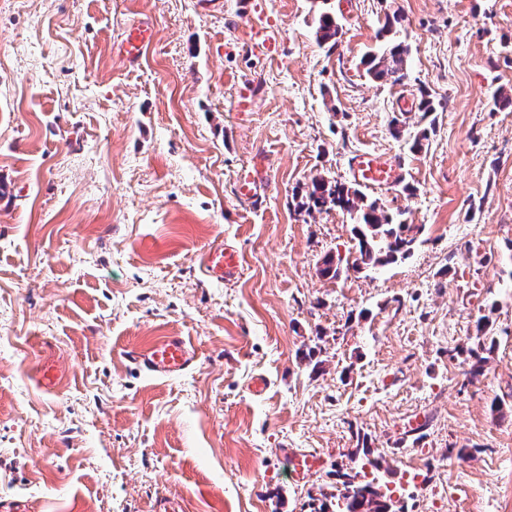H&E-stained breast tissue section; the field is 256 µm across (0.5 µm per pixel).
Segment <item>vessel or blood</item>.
<instances>
[{"label": "vessel or blood", "instance_id": "b4317fda", "mask_svg": "<svg viewBox=\"0 0 512 512\" xmlns=\"http://www.w3.org/2000/svg\"><path fill=\"white\" fill-rule=\"evenodd\" d=\"M152 37L153 31L147 26H135L126 31L122 51L130 64H139L143 49ZM351 172L355 181L366 188L389 187L401 178L399 161L387 153L356 154L351 162ZM200 266L210 278L221 281L235 279L241 269L239 251L229 243L215 246L203 253ZM127 358L148 376L170 378L191 371L197 363L198 353L184 337L166 335L129 351Z\"/></svg>", "mask_w": 512, "mask_h": 512}]
</instances>
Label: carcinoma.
<instances>
[{
  "label": "carcinoma",
  "instance_id": "obj_1",
  "mask_svg": "<svg viewBox=\"0 0 512 512\" xmlns=\"http://www.w3.org/2000/svg\"><path fill=\"white\" fill-rule=\"evenodd\" d=\"M340 32L337 19L329 12L320 15L316 36L321 43L336 41ZM409 47L402 41H391L363 58L367 74L376 81L400 84L407 78ZM302 207L308 211L340 209L354 220L353 233L358 240V257L353 268L376 269L400 258H407L414 250L422 227L395 221L393 215L380 208L375 201H367L357 189L343 184H333L323 178L312 181ZM353 462L370 465L376 472L369 480H358V474L349 472L339 475L343 490L330 495L312 512H396L392 490H382L383 484L377 471L379 460L368 447L354 448L349 452Z\"/></svg>",
  "mask_w": 512,
  "mask_h": 512
}]
</instances>
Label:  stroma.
<instances>
[{
    "label": "stroma",
    "instance_id": "35a3bbf8",
    "mask_svg": "<svg viewBox=\"0 0 512 512\" xmlns=\"http://www.w3.org/2000/svg\"><path fill=\"white\" fill-rule=\"evenodd\" d=\"M336 17L321 45L322 11ZM410 47L404 84L365 54ZM154 31L138 66L126 25ZM273 31L270 55L250 44ZM439 107L415 111L420 90ZM512 0H0V497L33 512H310L365 443L404 512H512ZM248 101L240 110V101ZM421 149H413L416 136ZM396 156L367 191L423 232L353 271L349 216L313 178ZM262 167V198L240 175ZM234 241L241 274L199 259ZM348 273H320L326 256ZM483 375L448 358L478 345ZM191 339L197 366L127 352ZM58 372L44 387L36 368ZM267 380L264 392L250 388ZM420 440L407 439L412 421ZM295 453L318 459L298 479ZM351 172L355 181L366 188L389 187L401 178L399 161L387 153L356 154L351 162ZM127 358L150 377L170 378L191 371L196 366L198 353L183 336L166 335L127 352Z\"/></svg>",
    "mask_w": 512,
    "mask_h": 512
}]
</instances>
